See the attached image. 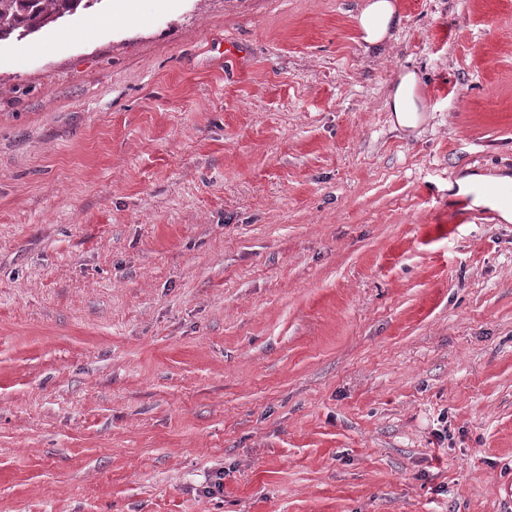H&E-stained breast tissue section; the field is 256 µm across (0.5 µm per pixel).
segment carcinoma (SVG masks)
Wrapping results in <instances>:
<instances>
[{
    "instance_id": "obj_1",
    "label": "carcinoma",
    "mask_w": 512,
    "mask_h": 512,
    "mask_svg": "<svg viewBox=\"0 0 512 512\" xmlns=\"http://www.w3.org/2000/svg\"><path fill=\"white\" fill-rule=\"evenodd\" d=\"M96 0H0V42L22 39Z\"/></svg>"
}]
</instances>
